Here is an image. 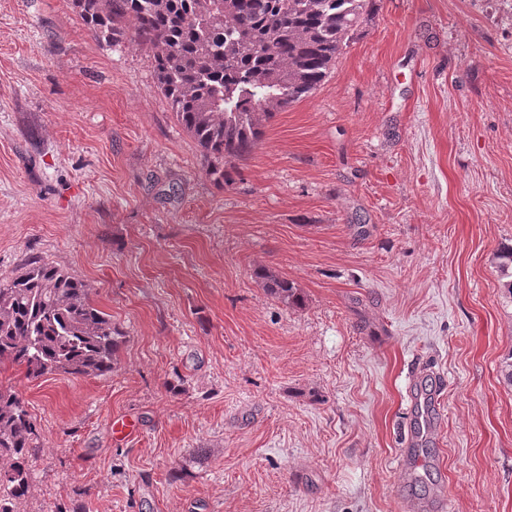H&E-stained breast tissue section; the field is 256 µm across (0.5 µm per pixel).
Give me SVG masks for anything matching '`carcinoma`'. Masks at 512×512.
I'll use <instances>...</instances> for the list:
<instances>
[{"label": "carcinoma", "mask_w": 512, "mask_h": 512, "mask_svg": "<svg viewBox=\"0 0 512 512\" xmlns=\"http://www.w3.org/2000/svg\"><path fill=\"white\" fill-rule=\"evenodd\" d=\"M100 42L133 43L148 54L158 88L197 141L206 175L233 182L277 113L327 76L374 0H73ZM267 291L303 301L295 284L264 267ZM122 333L91 300L88 285L55 265L32 261L0 283V366L29 378L63 372L112 373ZM39 432L22 400L0 387V512L32 487Z\"/></svg>", "instance_id": "obj_1"}]
</instances>
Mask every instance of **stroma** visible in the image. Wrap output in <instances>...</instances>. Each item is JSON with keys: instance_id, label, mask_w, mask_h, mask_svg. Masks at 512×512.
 Listing matches in <instances>:
<instances>
[{"instance_id": "35a3bbf8", "label": "stroma", "mask_w": 512, "mask_h": 512, "mask_svg": "<svg viewBox=\"0 0 512 512\" xmlns=\"http://www.w3.org/2000/svg\"><path fill=\"white\" fill-rule=\"evenodd\" d=\"M507 249L512 0H375L223 187L145 50L0 0V281L63 268L124 335L105 377L0 368L40 434L17 512H399L436 482L512 512ZM421 366L446 418L411 472ZM254 277L260 280L267 291L287 304L300 305L303 301L300 289L293 282L280 278L264 267H258L253 272ZM430 375L435 380V391L432 394L425 390L418 391V382L424 376ZM444 385L439 373L432 370H420L408 379L407 394L409 408L406 413L407 434L404 438L405 448H398L397 461L409 470H413L415 463V448L429 440L435 431L436 418L434 410L437 408L438 396L436 392Z\"/></svg>"}]
</instances>
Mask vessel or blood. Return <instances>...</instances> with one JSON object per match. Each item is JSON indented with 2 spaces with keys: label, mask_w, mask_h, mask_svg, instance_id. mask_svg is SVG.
<instances>
[{
  "label": "vessel or blood",
  "mask_w": 512,
  "mask_h": 512,
  "mask_svg": "<svg viewBox=\"0 0 512 512\" xmlns=\"http://www.w3.org/2000/svg\"><path fill=\"white\" fill-rule=\"evenodd\" d=\"M419 380L420 376L416 373L408 379L407 434L404 438L403 448L397 451L398 462L409 469L414 466L416 448L431 438L436 427L434 411L437 407L438 396L436 392L431 393L419 389Z\"/></svg>",
  "instance_id": "obj_1"
}]
</instances>
